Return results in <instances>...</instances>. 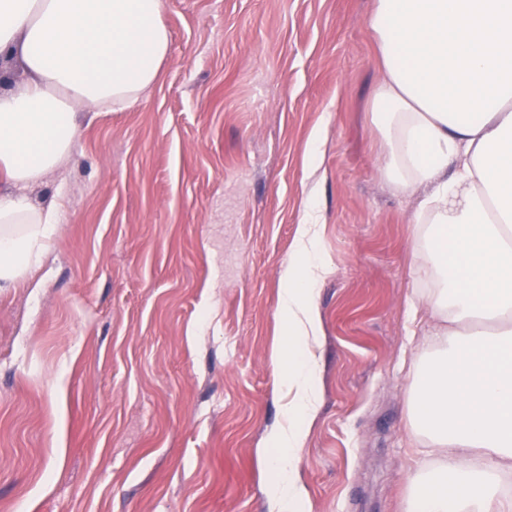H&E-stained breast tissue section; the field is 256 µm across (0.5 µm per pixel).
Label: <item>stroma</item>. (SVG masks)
I'll return each instance as SVG.
<instances>
[{
  "instance_id": "stroma-1",
  "label": "stroma",
  "mask_w": 512,
  "mask_h": 512,
  "mask_svg": "<svg viewBox=\"0 0 512 512\" xmlns=\"http://www.w3.org/2000/svg\"><path fill=\"white\" fill-rule=\"evenodd\" d=\"M374 2L166 0L156 84L79 123L33 191L61 233L0 292V512H269V349L308 198L326 267L300 479L312 512H401L435 464L409 405L438 282L418 197L383 173Z\"/></svg>"
}]
</instances>
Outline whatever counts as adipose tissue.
Instances as JSON below:
<instances>
[{
  "label": "adipose tissue",
  "mask_w": 512,
  "mask_h": 512,
  "mask_svg": "<svg viewBox=\"0 0 512 512\" xmlns=\"http://www.w3.org/2000/svg\"><path fill=\"white\" fill-rule=\"evenodd\" d=\"M164 0H0V291L20 286L61 231L28 188L61 167L81 113L123 109L153 87L169 54ZM381 56L373 95L384 174L421 194L431 229L421 269L439 350L424 362L412 420L438 455L402 512H512L495 490L512 474V0H376ZM28 75L13 81L12 61ZM319 226L298 225L277 316L292 359L285 424L269 433L270 512H306L297 452L320 397L314 272Z\"/></svg>",
  "instance_id": "obj_1"
}]
</instances>
